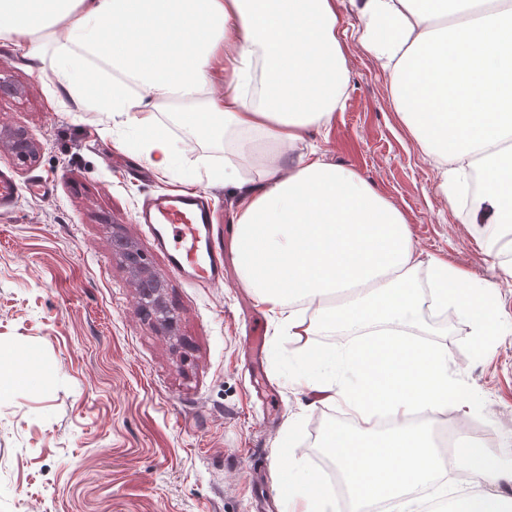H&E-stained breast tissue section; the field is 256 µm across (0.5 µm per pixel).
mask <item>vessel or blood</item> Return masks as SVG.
<instances>
[{"instance_id":"vessel-or-blood-1","label":"vessel or blood","mask_w":512,"mask_h":512,"mask_svg":"<svg viewBox=\"0 0 512 512\" xmlns=\"http://www.w3.org/2000/svg\"><path fill=\"white\" fill-rule=\"evenodd\" d=\"M17 198L13 177L0 171V212L14 211ZM139 218L174 272L200 288L223 283L224 252L212 243L211 209L204 195L151 197L144 203Z\"/></svg>"}]
</instances>
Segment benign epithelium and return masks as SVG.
Wrapping results in <instances>:
<instances>
[{"label":"benign epithelium","mask_w":512,"mask_h":512,"mask_svg":"<svg viewBox=\"0 0 512 512\" xmlns=\"http://www.w3.org/2000/svg\"><path fill=\"white\" fill-rule=\"evenodd\" d=\"M4 146L24 161L36 158L41 150L40 143L26 130L15 127H5L0 130V147ZM117 242L121 247H115L113 251L122 259L129 282L138 288L141 295L148 301L147 307L152 310V318L168 330H174L177 316L165 302L162 280L141 261L142 252L136 242L126 238H119Z\"/></svg>","instance_id":"benign-epithelium-1"}]
</instances>
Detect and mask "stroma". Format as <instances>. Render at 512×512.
Listing matches in <instances>:
<instances>
[{"instance_id":"1","label":"stroma","mask_w":512,"mask_h":512,"mask_svg":"<svg viewBox=\"0 0 512 512\" xmlns=\"http://www.w3.org/2000/svg\"><path fill=\"white\" fill-rule=\"evenodd\" d=\"M346 56L345 107L316 145L408 215L424 256L496 284L489 325L511 320L512 255L449 209L374 56L353 40ZM0 75L19 88L0 100V126L24 128L41 145L28 162L0 149V170H12L20 190L17 210L0 216V512H255L252 485L262 478L280 508L281 469L293 456L307 460L318 487H341L342 477L325 474V441L346 410L311 405L293 385L282 361L294 346L275 336L232 259L222 286L193 287L138 224L145 200L179 184L142 157L137 129L104 131L97 113L53 98L48 73L4 40ZM40 180L48 193H30ZM118 236L136 241L162 279L179 315L175 336L140 316L112 249ZM256 330L265 339L260 379L246 349ZM415 330L446 352L463 383L466 411L440 413V425L463 426L486 457H499L512 439V336L490 337L480 352L470 322L427 311Z\"/></svg>"}]
</instances>
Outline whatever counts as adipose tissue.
I'll return each instance as SVG.
<instances>
[{
	"label": "adipose tissue",
	"mask_w": 512,
	"mask_h": 512,
	"mask_svg": "<svg viewBox=\"0 0 512 512\" xmlns=\"http://www.w3.org/2000/svg\"><path fill=\"white\" fill-rule=\"evenodd\" d=\"M471 0H0V39L32 65L50 64L55 92L105 124L141 127L179 99L173 121L196 138L260 160L259 179L232 166L197 174L166 126L141 134V153L165 177L206 178L237 199L231 251L243 287L297 346L287 367L318 403L354 412L328 448L343 493L317 491L289 462L288 512H362L397 500L399 512H505L512 448L463 458L477 492L440 495L421 510L411 489L445 478L417 412L460 404V385L432 345L407 339L422 307L453 311L487 335L495 284L470 287L459 270L423 257L406 214L356 169L328 162L311 142L343 110L349 84L341 13L381 64L401 122L461 205L476 237L512 226V0L469 28L450 16ZM222 80L224 93L210 88ZM493 212L478 220L483 202ZM427 269L428 284L415 278ZM363 333L351 349L314 336Z\"/></svg>",
	"instance_id": "1"
}]
</instances>
